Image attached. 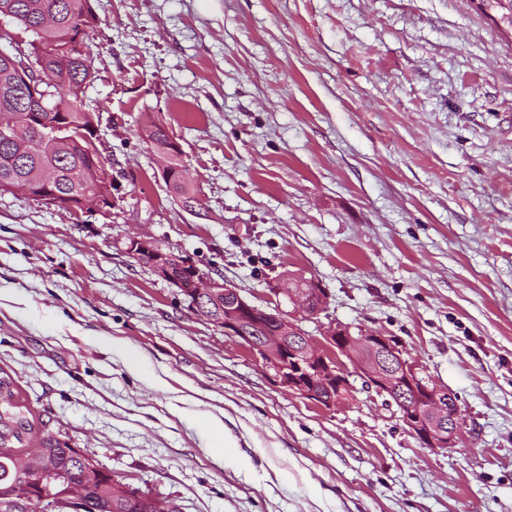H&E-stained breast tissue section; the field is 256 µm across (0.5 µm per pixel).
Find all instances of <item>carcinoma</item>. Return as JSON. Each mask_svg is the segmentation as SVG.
I'll use <instances>...</instances> for the list:
<instances>
[{
	"label": "carcinoma",
	"instance_id": "obj_1",
	"mask_svg": "<svg viewBox=\"0 0 512 512\" xmlns=\"http://www.w3.org/2000/svg\"><path fill=\"white\" fill-rule=\"evenodd\" d=\"M499 21L512 29V0H480ZM0 17L17 23L28 33L25 51L42 69L54 72L60 84L49 85L36 79L34 72L21 78L18 69L0 57V122H13L18 132L11 144L0 142V194L14 193L23 186L27 169L37 166L53 178L56 195L49 205L67 212L83 210V199L95 196L108 204L118 192L112 175L101 167L102 177L94 184L83 180V169L90 163L86 140L96 133V113L83 109L85 90L94 79L88 53L89 33L99 24L92 0H0ZM40 89L50 110L41 112L42 119L60 129L55 142L42 155L20 152L31 138L19 116L26 110V90ZM148 141L163 157L170 178L166 187L185 208H194L197 198L186 182V166L182 149L166 128L154 124L146 132ZM36 431L31 412L20 400L14 379L0 371V490L24 491L36 476L27 465L28 446ZM45 448L43 467L67 472L71 479L84 478V459L68 441L54 436L39 440ZM75 512H156L154 498L136 491L114 476L101 479L88 487L83 502Z\"/></svg>",
	"mask_w": 512,
	"mask_h": 512
}]
</instances>
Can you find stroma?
<instances>
[{"label":"stroma","instance_id":"obj_1","mask_svg":"<svg viewBox=\"0 0 512 512\" xmlns=\"http://www.w3.org/2000/svg\"><path fill=\"white\" fill-rule=\"evenodd\" d=\"M93 6L83 103L117 205L0 195V369L37 433L181 512H512V36L479 0ZM136 234L267 310L283 273L318 281L304 329L394 339L455 397L457 445L421 446L356 376L329 409L277 387L127 254ZM148 141L153 148L163 157L166 164V171L170 179L164 178L166 187L169 189L182 205L190 210L198 205L197 198L191 193L186 182V166L182 159V149L163 125L154 124L146 132Z\"/></svg>","mask_w":512,"mask_h":512}]
</instances>
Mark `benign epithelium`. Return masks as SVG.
Here are the masks:
<instances>
[{"instance_id": "benign-epithelium-1", "label": "benign epithelium", "mask_w": 512, "mask_h": 512, "mask_svg": "<svg viewBox=\"0 0 512 512\" xmlns=\"http://www.w3.org/2000/svg\"><path fill=\"white\" fill-rule=\"evenodd\" d=\"M43 100L33 96L32 109L23 117V124L33 131V143L40 148L50 145L52 133L40 123L39 112ZM126 250L153 251L155 272L174 286L182 287L172 270L180 264L178 256L157 248L146 236H130ZM315 290H303L287 295L291 310L281 308L267 312L253 305L234 286L212 277L196 274L191 282V311L202 315L210 298L224 296V334L236 338L257 356L270 372L273 382L280 388L304 399L319 402L326 408L339 404L349 392V376L361 377L365 385L384 395L394 403L406 430L421 439L426 448H452L458 442L460 410L454 396L444 387L429 383L417 368L404 358L398 345L388 336L353 333L351 327L332 323L322 338L309 335L300 325L324 311L327 303L325 290L312 282ZM320 296L321 302L311 305L310 294ZM271 319L274 328L254 336L251 326ZM336 388V397L323 399L319 391ZM81 491L74 485L64 493L52 495L49 487L42 486L36 493H14L7 496L10 512H50L56 500L80 502Z\"/></svg>"}]
</instances>
